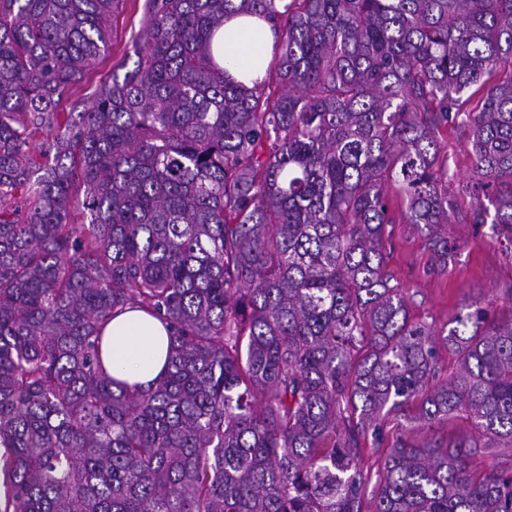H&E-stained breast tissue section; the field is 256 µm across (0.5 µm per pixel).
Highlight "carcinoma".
<instances>
[{
    "label": "carcinoma",
    "instance_id": "1",
    "mask_svg": "<svg viewBox=\"0 0 512 512\" xmlns=\"http://www.w3.org/2000/svg\"><path fill=\"white\" fill-rule=\"evenodd\" d=\"M119 3L0 0L4 512H365V439L409 408L473 432L396 438L373 512H512V469L469 470L512 448V316L413 322L386 256L450 211L512 245V0H145L134 67L57 111ZM230 14L276 35L251 87L215 56ZM128 308L169 332L147 388L102 363ZM468 131L449 128L442 135L444 152L448 155V179L454 186L465 184L471 175V159L467 148Z\"/></svg>",
    "mask_w": 512,
    "mask_h": 512
}]
</instances>
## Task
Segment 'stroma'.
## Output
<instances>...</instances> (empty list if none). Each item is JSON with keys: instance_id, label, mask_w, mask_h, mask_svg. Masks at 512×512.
I'll return each instance as SVG.
<instances>
[{"instance_id": "stroma-1", "label": "stroma", "mask_w": 512, "mask_h": 512, "mask_svg": "<svg viewBox=\"0 0 512 512\" xmlns=\"http://www.w3.org/2000/svg\"><path fill=\"white\" fill-rule=\"evenodd\" d=\"M144 0H121L111 23L112 45L97 65L69 91L65 111L81 112L90 108L100 87L110 82L113 73H124L135 61L133 43L141 30ZM388 269L395 284L404 289L412 320L443 325L463 312L471 299H478L490 316H512V300L505 290L512 286V247L490 235L485 224H462L449 216L440 232L457 244V253L448 266L433 269L432 253L424 232L411 224L389 225ZM383 431L387 442L402 432L415 439H454L470 433L472 424L465 415L448 423L426 427L409 425L406 419L386 416Z\"/></svg>"}]
</instances>
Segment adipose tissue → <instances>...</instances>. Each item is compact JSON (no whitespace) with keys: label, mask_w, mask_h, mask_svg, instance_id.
<instances>
[{"label":"adipose tissue","mask_w":512,"mask_h":512,"mask_svg":"<svg viewBox=\"0 0 512 512\" xmlns=\"http://www.w3.org/2000/svg\"><path fill=\"white\" fill-rule=\"evenodd\" d=\"M225 70L237 82L250 84L271 59L273 32L265 21L245 15L225 18L216 35ZM103 358L112 377L150 386L163 375L169 354V333L158 319L138 309L127 310L106 327Z\"/></svg>","instance_id":"obj_1"}]
</instances>
